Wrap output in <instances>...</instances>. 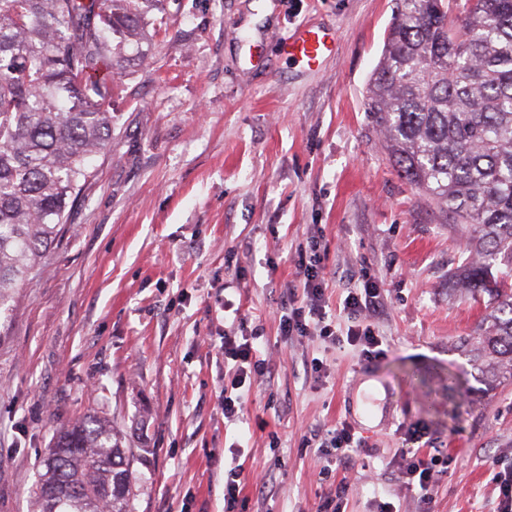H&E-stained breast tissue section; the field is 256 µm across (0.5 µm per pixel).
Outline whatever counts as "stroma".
<instances>
[{
    "label": "stroma",
    "mask_w": 512,
    "mask_h": 512,
    "mask_svg": "<svg viewBox=\"0 0 512 512\" xmlns=\"http://www.w3.org/2000/svg\"><path fill=\"white\" fill-rule=\"evenodd\" d=\"M163 8L167 28L112 73L110 148L0 334V512H32L54 432L90 414L148 451L132 512H224L234 461L236 512H317L343 483L342 512H497L512 378L479 381L457 349L489 303L453 288L471 229L396 171L363 104L396 0ZM307 24L336 33L315 69L279 51ZM315 238L329 317L364 278L382 290L384 353L365 374L354 347L283 338L273 315L301 300L298 255ZM227 332L257 333L267 364L234 423L220 406ZM368 378L378 423L355 413ZM341 422L366 445L327 471L319 448ZM416 425L430 446L406 441ZM433 446L447 468L427 495L407 490L403 455ZM242 465L230 468L224 473V511L233 512L243 490Z\"/></svg>",
    "instance_id": "35a3bbf8"
}]
</instances>
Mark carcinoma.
Instances as JSON below:
<instances>
[{"label":"carcinoma","mask_w":512,"mask_h":512,"mask_svg":"<svg viewBox=\"0 0 512 512\" xmlns=\"http://www.w3.org/2000/svg\"><path fill=\"white\" fill-rule=\"evenodd\" d=\"M150 1L0 0V317L111 144L107 75ZM365 100L397 170L473 227L457 284L490 307L461 348L512 375V0H398ZM134 458L94 414L60 428L35 512H132Z\"/></svg>","instance_id":"cac0c4a2"}]
</instances>
